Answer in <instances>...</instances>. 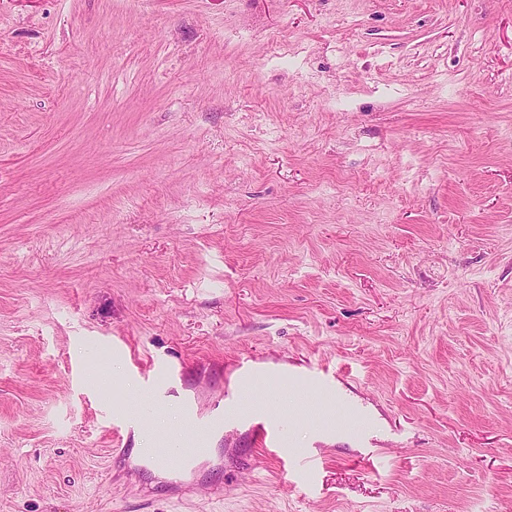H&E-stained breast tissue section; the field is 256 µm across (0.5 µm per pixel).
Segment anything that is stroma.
Returning <instances> with one entry per match:
<instances>
[{"label":"stroma","instance_id":"obj_1","mask_svg":"<svg viewBox=\"0 0 512 512\" xmlns=\"http://www.w3.org/2000/svg\"><path fill=\"white\" fill-rule=\"evenodd\" d=\"M243 354L368 430L124 475L132 357ZM0 512H512V0H0ZM341 373L337 370H331L328 366L310 367V377L312 385L310 387L311 396L308 405L303 414L308 427L328 430L332 422L337 421L339 415L327 417L323 414V402L329 398L333 392V383L340 380ZM310 408L317 414L316 418H310Z\"/></svg>","mask_w":512,"mask_h":512}]
</instances>
